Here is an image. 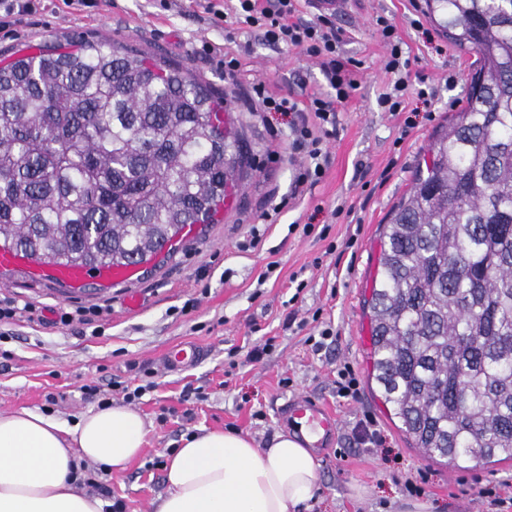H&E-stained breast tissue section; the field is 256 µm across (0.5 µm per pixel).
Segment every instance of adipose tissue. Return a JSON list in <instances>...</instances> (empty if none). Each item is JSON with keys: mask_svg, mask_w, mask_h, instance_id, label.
I'll list each match as a JSON object with an SVG mask.
<instances>
[{"mask_svg": "<svg viewBox=\"0 0 512 512\" xmlns=\"http://www.w3.org/2000/svg\"><path fill=\"white\" fill-rule=\"evenodd\" d=\"M148 429L127 407H103L75 422L28 408L0 413V512H103L83 488L85 460L121 472ZM320 462L295 433L257 446L235 431L191 436L165 463L166 493L154 512H298L318 490Z\"/></svg>", "mask_w": 512, "mask_h": 512, "instance_id": "adipose-tissue-1", "label": "adipose tissue"}]
</instances>
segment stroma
Instances as JSON below:
<instances>
[{
	"label": "stroma",
	"mask_w": 512,
	"mask_h": 512,
	"mask_svg": "<svg viewBox=\"0 0 512 512\" xmlns=\"http://www.w3.org/2000/svg\"><path fill=\"white\" fill-rule=\"evenodd\" d=\"M424 2L347 0L334 16L346 32L345 55L364 67L359 89L336 114L323 178L301 187L295 179L305 157L290 148L289 128L251 111L248 94L262 81L306 100L324 87L315 60L274 49L259 31L245 28L236 41L238 82H225L224 23L197 0H95L90 8L32 0L31 11L0 26V59L33 43L104 39L175 64L223 95L228 128L245 151L217 222L183 230L170 252L141 266L126 286L91 281L73 290L19 272L0 275V298L35 309L33 320L0 324V411L27 407L71 421L101 402L122 404L123 386L155 381L133 405L150 428L142 454L118 474L86 465L126 512H154L166 491L163 463L188 436L235 430L266 444L287 427L284 405L297 395L325 403L339 421L335 442L316 451L319 490L306 512H417L420 503L427 512H489L482 489L512 485V460L457 468L425 459L368 378L364 301L378 271L382 226L408 193L431 137L464 104L477 59L448 42L426 17ZM379 14L396 23L412 71L434 91L427 107L409 99L408 109L418 112L410 129L403 115L377 105L390 81L371 25ZM305 224L315 225V233L303 234ZM256 230L262 241L248 248ZM272 261L277 270L258 284ZM295 274L306 288L291 283ZM131 294L139 295V308L127 305ZM189 300L197 306L182 315ZM62 307L100 309L101 335L79 323L58 324ZM292 310L310 326H290ZM327 328L335 342L313 351L308 335ZM268 336L275 337V349L261 361H246L247 351ZM185 342L204 350L203 360L167 370L161 353ZM343 364L359 381L358 399L336 393V369ZM367 416L385 436L387 453L355 438L357 422Z\"/></svg>",
	"instance_id": "1"
}]
</instances>
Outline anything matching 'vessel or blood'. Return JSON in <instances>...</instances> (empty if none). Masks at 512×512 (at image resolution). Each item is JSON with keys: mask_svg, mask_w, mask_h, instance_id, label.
Returning a JSON list of instances; mask_svg holds the SVG:
<instances>
[{"mask_svg": "<svg viewBox=\"0 0 512 512\" xmlns=\"http://www.w3.org/2000/svg\"><path fill=\"white\" fill-rule=\"evenodd\" d=\"M26 271L29 276H47L70 288L82 287L94 280L107 287H118L128 283L137 275L135 265H114L89 268L56 260H38L13 246H0V271ZM201 350L193 344L184 343L170 348L165 354L169 367L180 368L198 363ZM289 418L304 426L315 443H323L336 436L338 421L335 415L322 404L304 396H296L286 404Z\"/></svg>", "mask_w": 512, "mask_h": 512, "instance_id": "obj_1", "label": "vessel or blood"}]
</instances>
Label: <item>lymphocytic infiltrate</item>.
Segmentation results:
<instances>
[{"instance_id":"f902f5d3","label":"lymphocytic infiltrate","mask_w":512,"mask_h":512,"mask_svg":"<svg viewBox=\"0 0 512 512\" xmlns=\"http://www.w3.org/2000/svg\"><path fill=\"white\" fill-rule=\"evenodd\" d=\"M203 9L223 20L227 42H235L238 28L247 26L261 31L263 40L271 47L286 45L299 48L318 59L328 89L313 93L308 106H300L285 95L268 93L264 85L254 87L260 111L280 117L289 124L295 135V145L310 147L311 165L300 174V182L318 181L324 174L322 165L318 163L320 144L324 137L329 136L330 125L336 122V106L347 101L359 86L357 71L362 63L344 56L341 50L342 31L323 15L314 23L297 21V0H271L267 6L259 5L258 0H204ZM375 24L388 49L384 69L394 76L390 91L378 97V106L387 112L403 111L404 98L411 90L419 98L429 99L430 90L411 89L407 81L411 62L403 55L396 25L382 15L376 16Z\"/></svg>"}]
</instances>
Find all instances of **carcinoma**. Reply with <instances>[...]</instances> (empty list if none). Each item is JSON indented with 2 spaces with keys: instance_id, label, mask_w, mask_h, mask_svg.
I'll use <instances>...</instances> for the list:
<instances>
[{
  "instance_id": "carcinoma-1",
  "label": "carcinoma",
  "mask_w": 512,
  "mask_h": 512,
  "mask_svg": "<svg viewBox=\"0 0 512 512\" xmlns=\"http://www.w3.org/2000/svg\"><path fill=\"white\" fill-rule=\"evenodd\" d=\"M478 55L465 104L391 210L368 301L372 379L410 447L512 459V0H428ZM224 99L109 41L0 64V241L95 267L209 224Z\"/></svg>"
}]
</instances>
